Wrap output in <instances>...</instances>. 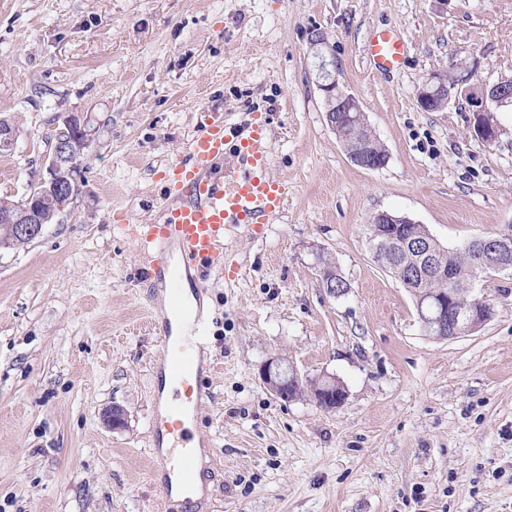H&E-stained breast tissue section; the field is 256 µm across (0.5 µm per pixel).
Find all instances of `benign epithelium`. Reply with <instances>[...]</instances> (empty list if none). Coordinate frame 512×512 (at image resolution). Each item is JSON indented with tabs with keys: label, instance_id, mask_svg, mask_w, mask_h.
I'll return each mask as SVG.
<instances>
[{
	"label": "benign epithelium",
	"instance_id": "benign-epithelium-1",
	"mask_svg": "<svg viewBox=\"0 0 512 512\" xmlns=\"http://www.w3.org/2000/svg\"><path fill=\"white\" fill-rule=\"evenodd\" d=\"M321 82L325 116L331 128L340 125L341 119L353 127L352 133L340 137L350 161L358 167L375 170L383 167L388 161V154L371 152V144L377 141L372 128L368 125L360 101L345 92L337 80L321 64ZM473 71L468 70L453 78L446 73H432L420 85L417 102L428 112H438L448 105L451 97L464 99L474 115L473 134L484 142L496 139V126H486L481 117L512 104V77L501 78L493 83L473 84ZM63 131L73 133V138L57 143L52 150L48 165L47 178L41 182L36 192L17 204L13 214L6 217L10 234L24 239H36L43 234L46 226L44 209L39 203L51 198H74V184L77 181V159L83 150L95 142L99 136V127L84 115H70L62 121ZM414 220L389 211H378L370 219L367 241L374 259L396 261L404 254L410 258V264L402 269L405 280L432 281L450 284L453 278L448 266L443 264L440 256L453 255L456 250L447 248L433 252L420 239L406 231L386 233L383 224H412ZM480 253L479 271L491 276L502 273L512 274V225L509 230L495 236L477 238L467 245ZM457 289L426 292L419 307V321L426 335L443 338L448 320L455 326L452 337L457 338L479 330L489 319L490 313L474 310L463 311L450 307ZM260 377L267 388L278 398L285 396V388L303 383L296 367L280 357H271L260 367ZM310 393L317 405L324 409L340 407L347 398L344 386L336 378H325L310 381Z\"/></svg>",
	"mask_w": 512,
	"mask_h": 512
}]
</instances>
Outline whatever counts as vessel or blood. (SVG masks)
Wrapping results in <instances>:
<instances>
[{
    "mask_svg": "<svg viewBox=\"0 0 512 512\" xmlns=\"http://www.w3.org/2000/svg\"><path fill=\"white\" fill-rule=\"evenodd\" d=\"M367 54L376 69L391 71L402 64L405 43L394 31L380 29L371 35ZM269 165L262 115L238 126L206 111L185 157L169 161L158 173L166 187L158 217L137 229L138 274L148 287L167 294L165 307L151 315L158 337L153 366L182 389L180 399L170 402L153 425L156 438L169 442L152 458V472L163 476L160 491L166 497L195 485L196 447L184 415L209 399L199 380L207 371L203 355L215 324L202 312H189L180 285L189 278L202 283L213 268L234 277L229 240L240 227L268 223L286 200V189L269 175ZM184 318L189 321L186 334L173 337V323Z\"/></svg>",
    "mask_w": 512,
    "mask_h": 512,
    "instance_id": "obj_1",
    "label": "vessel or blood"
}]
</instances>
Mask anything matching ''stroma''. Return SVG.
<instances>
[{
  "mask_svg": "<svg viewBox=\"0 0 512 512\" xmlns=\"http://www.w3.org/2000/svg\"><path fill=\"white\" fill-rule=\"evenodd\" d=\"M377 29L403 38L400 68L370 67ZM322 62L360 100L384 167L354 165L328 126ZM463 65L478 83L512 76V0H0V118L18 129L0 196L41 183L64 116L101 127L74 203L0 251V512H512V276L480 284L484 326L438 340L364 234L380 210L451 249L512 225V110L493 113L485 143L465 100L416 102L426 76ZM205 109L265 117L287 200L230 241L235 279L207 275L216 368L190 505L150 474L163 379L135 235ZM320 255L346 295L322 288ZM273 356L335 377L345 403L278 399L259 376ZM115 405L119 429L103 420Z\"/></svg>",
  "mask_w": 512,
  "mask_h": 512,
  "instance_id": "1",
  "label": "stroma"
}]
</instances>
